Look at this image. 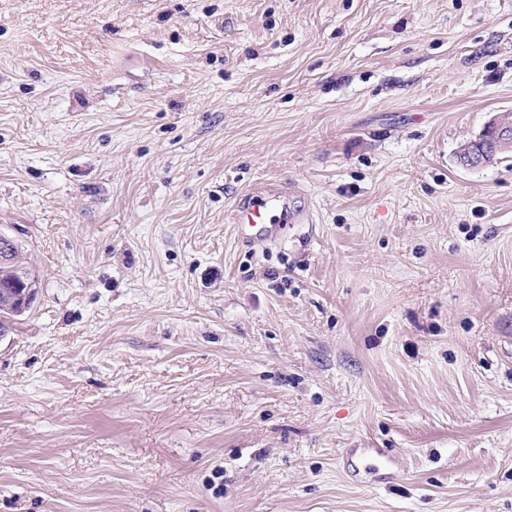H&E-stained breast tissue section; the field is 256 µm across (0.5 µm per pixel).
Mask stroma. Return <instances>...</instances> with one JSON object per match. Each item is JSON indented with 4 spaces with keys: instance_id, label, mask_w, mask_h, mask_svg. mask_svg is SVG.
Masks as SVG:
<instances>
[{
    "instance_id": "stroma-1",
    "label": "stroma",
    "mask_w": 512,
    "mask_h": 512,
    "mask_svg": "<svg viewBox=\"0 0 512 512\" xmlns=\"http://www.w3.org/2000/svg\"><path fill=\"white\" fill-rule=\"evenodd\" d=\"M503 110L512 0H0V512H512ZM512 112V111H510ZM509 111L498 113L481 131L479 138L474 143L480 142L485 138L489 129L493 133V147L494 150L500 148H509L512 146V117L508 114ZM281 197L286 198V195L271 193L264 187L251 190L234 210V224L256 229L265 240L275 239L276 215L273 213L279 209ZM2 288H21L20 292L31 288L37 295L39 278L35 270L18 262H0V290Z\"/></svg>"
}]
</instances>
